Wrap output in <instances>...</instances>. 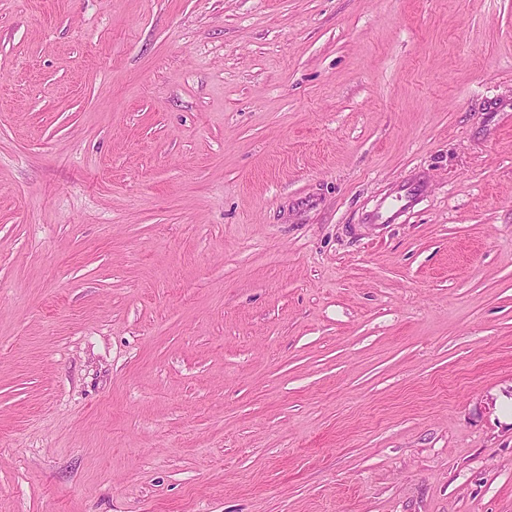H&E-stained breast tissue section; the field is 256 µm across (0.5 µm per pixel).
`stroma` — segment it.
<instances>
[{
    "label": "stroma",
    "mask_w": 512,
    "mask_h": 512,
    "mask_svg": "<svg viewBox=\"0 0 512 512\" xmlns=\"http://www.w3.org/2000/svg\"><path fill=\"white\" fill-rule=\"evenodd\" d=\"M0 512H512V0H0ZM404 194H400L393 201L384 200L368 215V220L374 224H395L407 210L414 207L422 195V188L414 183L403 187Z\"/></svg>",
    "instance_id": "obj_1"
}]
</instances>
